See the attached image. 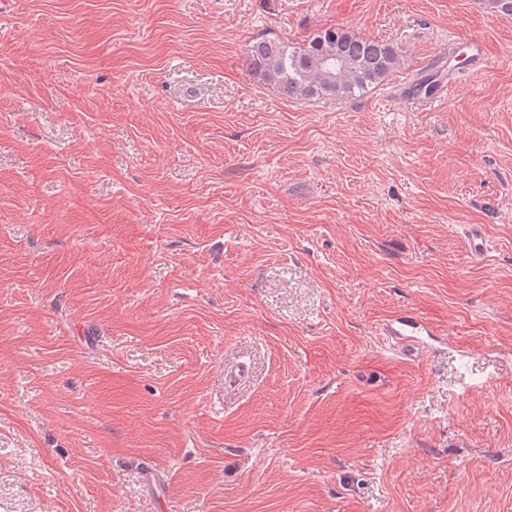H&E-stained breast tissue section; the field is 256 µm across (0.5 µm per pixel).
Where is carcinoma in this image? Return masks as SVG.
Here are the masks:
<instances>
[{
	"mask_svg": "<svg viewBox=\"0 0 512 512\" xmlns=\"http://www.w3.org/2000/svg\"><path fill=\"white\" fill-rule=\"evenodd\" d=\"M254 74L288 98L359 97L383 83L399 66L397 46L323 27L291 42L259 38L248 45Z\"/></svg>",
	"mask_w": 512,
	"mask_h": 512,
	"instance_id": "obj_1",
	"label": "carcinoma"
}]
</instances>
